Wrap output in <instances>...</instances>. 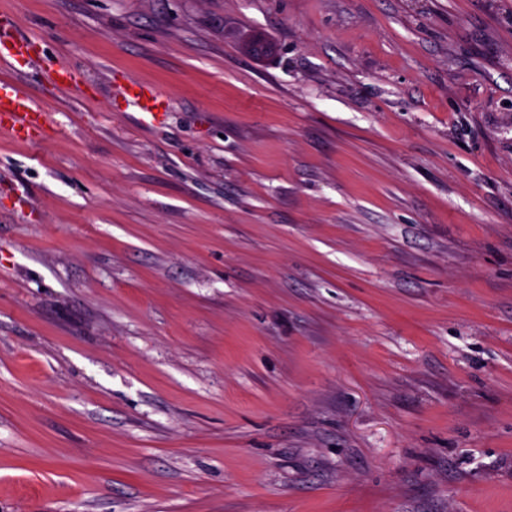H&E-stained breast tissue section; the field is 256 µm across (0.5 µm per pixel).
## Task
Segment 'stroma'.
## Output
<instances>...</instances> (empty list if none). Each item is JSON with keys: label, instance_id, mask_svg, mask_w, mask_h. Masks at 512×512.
I'll use <instances>...</instances> for the list:
<instances>
[{"label": "stroma", "instance_id": "obj_1", "mask_svg": "<svg viewBox=\"0 0 512 512\" xmlns=\"http://www.w3.org/2000/svg\"><path fill=\"white\" fill-rule=\"evenodd\" d=\"M0 12V512H512V0ZM10 27V23L1 21L0 16V63L12 68L36 63L40 56V43L15 36ZM45 113L17 86L0 82V131L35 139L44 131ZM124 94L129 101L139 110L152 118H155L165 105L166 96L157 90L146 92L142 85L131 83L124 88Z\"/></svg>", "mask_w": 512, "mask_h": 512}]
</instances>
